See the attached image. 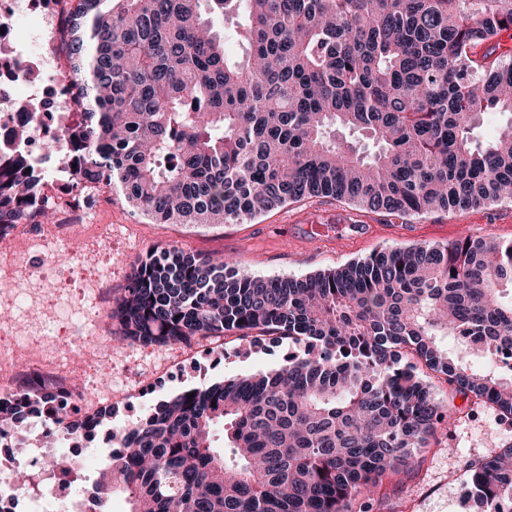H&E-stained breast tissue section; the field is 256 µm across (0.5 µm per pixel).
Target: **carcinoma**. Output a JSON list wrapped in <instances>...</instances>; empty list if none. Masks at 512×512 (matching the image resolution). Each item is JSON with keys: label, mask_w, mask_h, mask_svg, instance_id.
Masks as SVG:
<instances>
[{"label": "carcinoma", "mask_w": 512, "mask_h": 512, "mask_svg": "<svg viewBox=\"0 0 512 512\" xmlns=\"http://www.w3.org/2000/svg\"><path fill=\"white\" fill-rule=\"evenodd\" d=\"M59 50L79 107L61 155L76 187L119 191L155 224H232L324 198L393 218L512 200V0H63ZM243 12L232 61L213 17ZM509 115L491 138L484 115ZM0 155V226L55 204ZM112 318L124 338L227 333L297 346L271 373L188 387L120 433L92 512H354L443 419L431 378L512 418V241L393 247L303 278H265L171 248L137 262ZM459 339L448 356L441 337ZM90 436L39 386L0 398ZM484 512L512 502V448L467 465Z\"/></svg>", "instance_id": "obj_1"}]
</instances>
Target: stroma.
<instances>
[{
	"label": "stroma",
	"mask_w": 512,
	"mask_h": 512,
	"mask_svg": "<svg viewBox=\"0 0 512 512\" xmlns=\"http://www.w3.org/2000/svg\"><path fill=\"white\" fill-rule=\"evenodd\" d=\"M345 225L344 234L327 232ZM30 225L8 256L0 255V378L26 390L19 363L43 356L88 397L72 406L114 407L122 430L180 390L276 370L292 349L232 336L188 344L115 343L118 326L105 297L119 299L132 263L154 249L234 257L240 268L268 277H302L415 243H447L463 235L512 240V202L393 219L341 202L311 199L235 224H154L118 192H101L92 215L78 214L68 244L40 239ZM445 418L429 448L383 482L371 512H462L471 460L512 447V422L474 398L435 382Z\"/></svg>",
	"instance_id": "obj_1"
}]
</instances>
